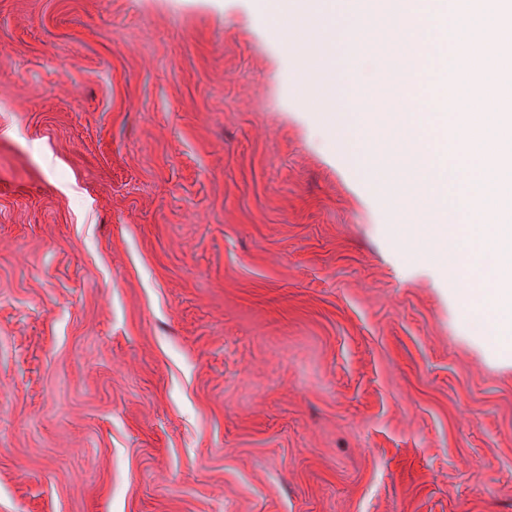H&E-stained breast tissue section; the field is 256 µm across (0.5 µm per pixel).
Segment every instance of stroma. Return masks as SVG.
Masks as SVG:
<instances>
[{
    "label": "stroma",
    "instance_id": "35a3bbf8",
    "mask_svg": "<svg viewBox=\"0 0 512 512\" xmlns=\"http://www.w3.org/2000/svg\"><path fill=\"white\" fill-rule=\"evenodd\" d=\"M312 77L251 0H0V512H512V357Z\"/></svg>",
    "mask_w": 512,
    "mask_h": 512
}]
</instances>
